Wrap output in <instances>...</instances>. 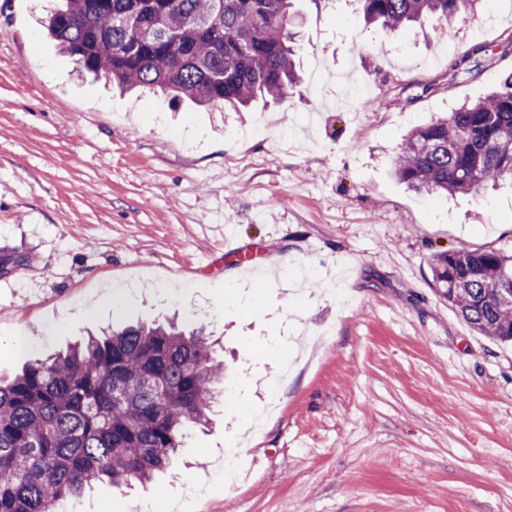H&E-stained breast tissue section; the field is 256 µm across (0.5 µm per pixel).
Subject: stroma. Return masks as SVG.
Masks as SVG:
<instances>
[{
	"label": "stroma",
	"instance_id": "35a3bbf8",
	"mask_svg": "<svg viewBox=\"0 0 512 512\" xmlns=\"http://www.w3.org/2000/svg\"><path fill=\"white\" fill-rule=\"evenodd\" d=\"M54 3L0 0V258L17 261L0 374L170 320L205 328L224 364L213 423L172 469L95 484L73 512L148 496L180 512H512V347L441 300L428 265L511 253L512 186L422 195L392 173L412 129L512 74V56L448 72L512 37V0H479L447 35L293 0L300 81L240 112L81 75L44 28ZM218 224L266 273L238 270ZM510 54H512L511 40L497 44L493 50L489 49L487 45H475L468 54L452 60L448 65V70L454 75L460 69H466L471 60L476 62V58L478 57H487V59H490L495 56L506 57Z\"/></svg>",
	"mask_w": 512,
	"mask_h": 512
}]
</instances>
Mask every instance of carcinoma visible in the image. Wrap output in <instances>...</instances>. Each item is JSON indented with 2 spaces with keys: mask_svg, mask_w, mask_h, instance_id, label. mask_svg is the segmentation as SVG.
<instances>
[{
  "mask_svg": "<svg viewBox=\"0 0 512 512\" xmlns=\"http://www.w3.org/2000/svg\"><path fill=\"white\" fill-rule=\"evenodd\" d=\"M292 0H64L47 33L84 71L121 88L159 87L198 104L285 98L298 76ZM369 23L446 29L474 0H356ZM512 41L452 60L506 57ZM419 193L475 194L512 180V75L488 97L415 129L393 159ZM437 293L478 333L512 343V256L433 255ZM221 363L201 329L139 324L91 337L0 378V512H56L94 481L146 484L170 466L191 425L208 421Z\"/></svg>",
  "mask_w": 512,
  "mask_h": 512,
  "instance_id": "cac0c4a2",
  "label": "carcinoma"
}]
</instances>
